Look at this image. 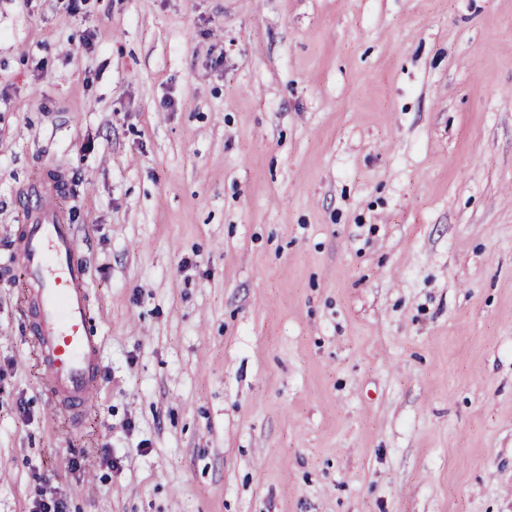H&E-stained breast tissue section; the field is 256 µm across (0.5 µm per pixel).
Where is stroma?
<instances>
[{"label":"stroma","mask_w":512,"mask_h":512,"mask_svg":"<svg viewBox=\"0 0 512 512\" xmlns=\"http://www.w3.org/2000/svg\"><path fill=\"white\" fill-rule=\"evenodd\" d=\"M61 172L102 336L55 414L8 264ZM512 512V0H0V512Z\"/></svg>","instance_id":"1"}]
</instances>
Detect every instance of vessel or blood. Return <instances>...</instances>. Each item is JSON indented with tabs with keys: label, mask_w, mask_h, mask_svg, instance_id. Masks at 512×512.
<instances>
[{
	"label": "vessel or blood",
	"mask_w": 512,
	"mask_h": 512,
	"mask_svg": "<svg viewBox=\"0 0 512 512\" xmlns=\"http://www.w3.org/2000/svg\"><path fill=\"white\" fill-rule=\"evenodd\" d=\"M55 171L23 186L29 203L10 263L27 274V323L55 411L79 420L96 394L101 377V337L93 316L90 269L76 227L56 199Z\"/></svg>",
	"instance_id": "b4317fda"
}]
</instances>
